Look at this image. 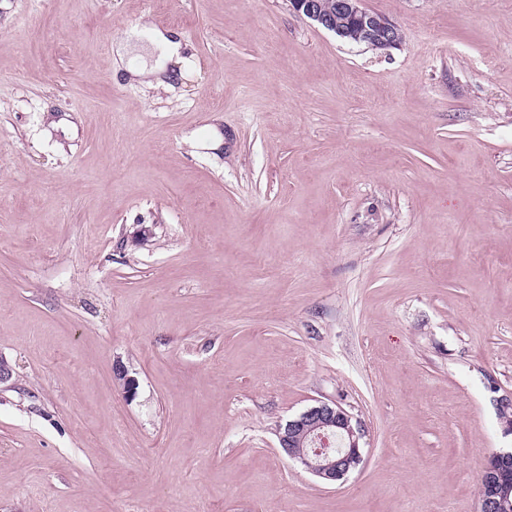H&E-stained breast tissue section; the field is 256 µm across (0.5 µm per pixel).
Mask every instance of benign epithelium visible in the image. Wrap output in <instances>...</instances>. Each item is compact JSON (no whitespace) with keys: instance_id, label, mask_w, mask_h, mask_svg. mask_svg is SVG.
Returning a JSON list of instances; mask_svg holds the SVG:
<instances>
[{"instance_id":"1","label":"benign epithelium","mask_w":512,"mask_h":512,"mask_svg":"<svg viewBox=\"0 0 512 512\" xmlns=\"http://www.w3.org/2000/svg\"><path fill=\"white\" fill-rule=\"evenodd\" d=\"M293 11L342 39L352 34L359 44L389 49L399 44L395 22L364 6V0H334L326 9L322 0H290ZM365 427L342 406L320 401L289 419L278 430L283 453L326 484L342 480L362 462ZM512 449L494 453L485 467L478 512H503L512 493Z\"/></svg>"}]
</instances>
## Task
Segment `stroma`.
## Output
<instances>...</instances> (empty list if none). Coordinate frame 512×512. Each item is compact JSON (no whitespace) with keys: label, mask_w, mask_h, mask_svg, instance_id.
Listing matches in <instances>:
<instances>
[{"label":"stroma","mask_w":512,"mask_h":512,"mask_svg":"<svg viewBox=\"0 0 512 512\" xmlns=\"http://www.w3.org/2000/svg\"><path fill=\"white\" fill-rule=\"evenodd\" d=\"M0 0V512H477L512 448V0ZM169 91L112 73L140 19ZM123 366L134 394L114 377ZM321 401L363 460L277 443ZM334 10L322 0H290L293 11L311 20L339 39L352 34L358 44L389 49L399 44L401 34L395 22L364 6V0H333ZM145 42L148 44L150 56L154 57L153 63L143 62L141 66L126 63L125 56L143 48ZM182 50L183 44L174 33L160 30L149 23H145L141 29L137 27L130 29L125 38L117 44L113 57L114 71L116 73L123 68L129 75V79L141 82L155 78L154 84L156 87L166 88L168 84L160 79L158 75L163 72L167 62L174 59L176 61L182 60ZM147 83L152 85L153 81L148 80ZM364 436L365 427L345 408L321 401L281 425L278 443L285 455L332 485L362 462Z\"/></svg>","instance_id":"stroma-1"}]
</instances>
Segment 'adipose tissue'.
<instances>
[{"label": "adipose tissue", "mask_w": 512, "mask_h": 512, "mask_svg": "<svg viewBox=\"0 0 512 512\" xmlns=\"http://www.w3.org/2000/svg\"><path fill=\"white\" fill-rule=\"evenodd\" d=\"M183 44L174 33L151 24L130 29L118 43L114 69L124 70L130 79L143 81L158 77L167 62L180 59Z\"/></svg>", "instance_id": "1"}]
</instances>
